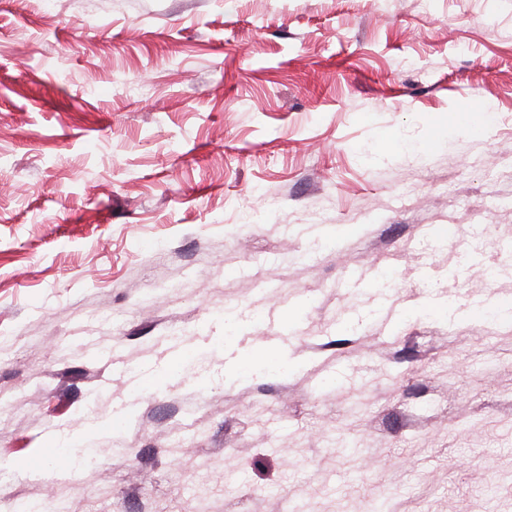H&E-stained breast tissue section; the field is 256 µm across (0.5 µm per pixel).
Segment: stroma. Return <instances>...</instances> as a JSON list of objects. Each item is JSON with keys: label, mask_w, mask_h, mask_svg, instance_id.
I'll list each match as a JSON object with an SVG mask.
<instances>
[{"label": "stroma", "mask_w": 512, "mask_h": 512, "mask_svg": "<svg viewBox=\"0 0 512 512\" xmlns=\"http://www.w3.org/2000/svg\"><path fill=\"white\" fill-rule=\"evenodd\" d=\"M491 299L512 0H0V512H512Z\"/></svg>", "instance_id": "35a3bbf8"}]
</instances>
